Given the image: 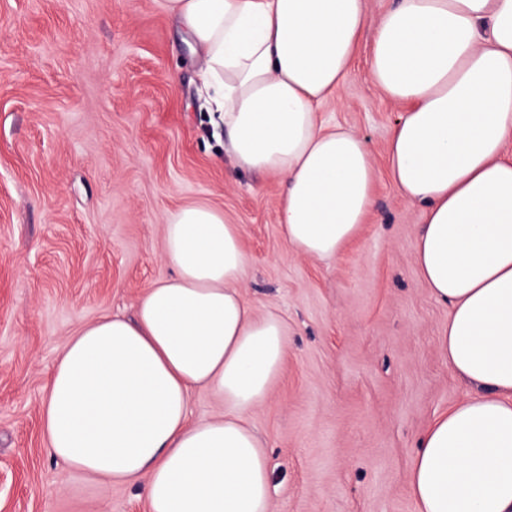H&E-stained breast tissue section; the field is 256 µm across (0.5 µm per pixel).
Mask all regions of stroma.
<instances>
[{"label":"stroma","mask_w":512,"mask_h":512,"mask_svg":"<svg viewBox=\"0 0 512 512\" xmlns=\"http://www.w3.org/2000/svg\"><path fill=\"white\" fill-rule=\"evenodd\" d=\"M374 35L320 112L365 139L374 205L320 260L287 246L278 180L233 165L162 0H0V512H147L140 485L86 480L51 455L41 406L80 325L133 316L174 276L164 218L200 202L241 231L245 301L287 327L283 370L248 416L271 512H416L417 442L470 387L437 346L449 308L418 274L423 208L388 174L402 108L369 80Z\"/></svg>","instance_id":"1"}]
</instances>
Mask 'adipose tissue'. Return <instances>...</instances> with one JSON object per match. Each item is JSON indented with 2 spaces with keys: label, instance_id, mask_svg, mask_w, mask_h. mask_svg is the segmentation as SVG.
<instances>
[{
  "label": "adipose tissue",
  "instance_id": "obj_1",
  "mask_svg": "<svg viewBox=\"0 0 512 512\" xmlns=\"http://www.w3.org/2000/svg\"><path fill=\"white\" fill-rule=\"evenodd\" d=\"M246 172L277 178L283 237L333 259L374 202L375 170L353 129L318 119L344 84L365 0H163ZM371 83L405 107L391 176L424 208L419 274L449 308L438 336L473 386L435 416L408 470L417 512H512V0H396L379 18ZM172 278L135 320L80 326L49 378V452L92 478L138 483L150 512H270V465L247 422L288 356L286 327L244 300L246 255L222 210L166 215ZM222 414L189 419L193 390Z\"/></svg>",
  "mask_w": 512,
  "mask_h": 512
}]
</instances>
